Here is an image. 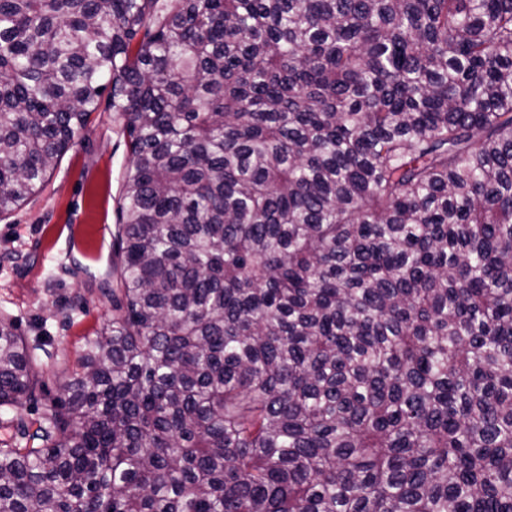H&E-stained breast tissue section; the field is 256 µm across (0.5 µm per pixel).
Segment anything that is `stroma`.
Returning <instances> with one entry per match:
<instances>
[{
	"label": "stroma",
	"instance_id": "1",
	"mask_svg": "<svg viewBox=\"0 0 512 512\" xmlns=\"http://www.w3.org/2000/svg\"><path fill=\"white\" fill-rule=\"evenodd\" d=\"M123 124L101 98L41 189L0 220V314L44 364L43 401L59 395L112 317L116 200L129 162ZM41 420V403L0 408V448L24 447L22 428Z\"/></svg>",
	"mask_w": 512,
	"mask_h": 512
}]
</instances>
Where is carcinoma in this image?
<instances>
[{
  "mask_svg": "<svg viewBox=\"0 0 512 512\" xmlns=\"http://www.w3.org/2000/svg\"><path fill=\"white\" fill-rule=\"evenodd\" d=\"M106 90L112 319L0 512H512V0H0V217Z\"/></svg>",
  "mask_w": 512,
  "mask_h": 512,
  "instance_id": "carcinoma-1",
  "label": "carcinoma"
}]
</instances>
